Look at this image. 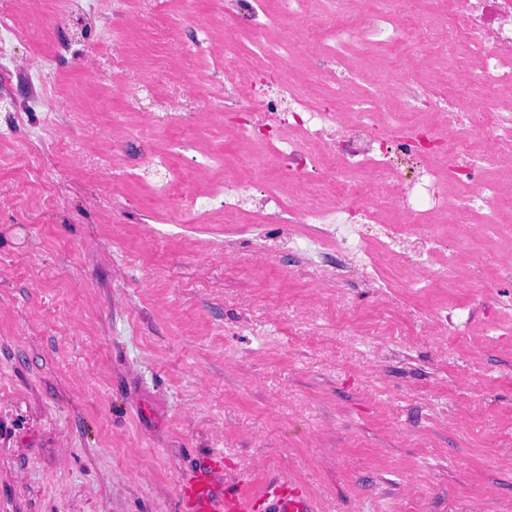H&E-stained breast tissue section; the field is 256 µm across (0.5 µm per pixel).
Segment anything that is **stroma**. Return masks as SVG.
I'll return each mask as SVG.
<instances>
[{
    "mask_svg": "<svg viewBox=\"0 0 512 512\" xmlns=\"http://www.w3.org/2000/svg\"><path fill=\"white\" fill-rule=\"evenodd\" d=\"M213 16L214 0L165 15L123 0L83 22L0 0L17 59L43 56L86 102L53 114L0 74L17 106L0 112V512H182L181 482L215 453L218 488L290 477L316 512H512V335L469 333L491 305L460 293L446 340L412 292L328 288L312 305L285 253L225 254L223 225L173 223L125 176L164 153L189 181L171 150L189 134L235 161L219 121L124 127L121 87L97 82L138 68L174 96L192 66L153 33L207 24L223 41ZM117 21L123 42L99 50ZM340 307L369 315L364 334Z\"/></svg>",
    "mask_w": 512,
    "mask_h": 512,
    "instance_id": "stroma-1",
    "label": "stroma"
}]
</instances>
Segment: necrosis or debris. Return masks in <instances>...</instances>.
Returning <instances> with one entry per match:
<instances>
[{"mask_svg":"<svg viewBox=\"0 0 512 512\" xmlns=\"http://www.w3.org/2000/svg\"><path fill=\"white\" fill-rule=\"evenodd\" d=\"M235 37L222 70L220 107L241 143L223 178L184 190L164 159L143 157L137 177L155 175L160 201L194 222L224 209V248L247 243L265 255L278 242L308 269L317 295L328 282L381 294L421 288L434 299L437 334L450 332L448 305L461 289L512 281V0H220ZM318 54L334 82L314 100L277 61L299 49ZM37 58L18 64L0 30V71L36 86L57 111L58 96ZM282 179L267 185L269 167Z\"/></svg>","mask_w":512,"mask_h":512,"instance_id":"obj_1","label":"necrosis or debris"}]
</instances>
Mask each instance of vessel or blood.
Listing matches in <instances>:
<instances>
[{
  "label": "vessel or blood",
  "instance_id": "1",
  "mask_svg": "<svg viewBox=\"0 0 512 512\" xmlns=\"http://www.w3.org/2000/svg\"><path fill=\"white\" fill-rule=\"evenodd\" d=\"M180 497L190 512H314L307 492L294 480L270 482L261 493H219L210 471L182 484Z\"/></svg>",
  "mask_w": 512,
  "mask_h": 512
}]
</instances>
